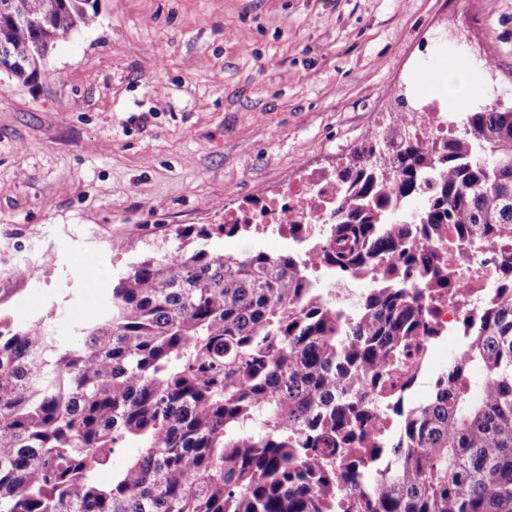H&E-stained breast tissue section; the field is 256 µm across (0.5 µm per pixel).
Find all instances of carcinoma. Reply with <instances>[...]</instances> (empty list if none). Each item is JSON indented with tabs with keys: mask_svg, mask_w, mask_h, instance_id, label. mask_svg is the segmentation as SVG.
Instances as JSON below:
<instances>
[{
	"mask_svg": "<svg viewBox=\"0 0 512 512\" xmlns=\"http://www.w3.org/2000/svg\"><path fill=\"white\" fill-rule=\"evenodd\" d=\"M96 2L0 0V61L37 78ZM394 162L400 197L437 179L410 229L356 150L336 171L345 215L307 261L211 244L257 226H190L125 241L135 260L68 341L44 317H0V512H512V260L429 399L388 412L377 395L430 333L424 284L450 286L441 245L512 256V108L476 107L448 145L407 140ZM382 256L388 280L353 311L307 269L357 279ZM130 442L138 456L113 468Z\"/></svg>",
	"mask_w": 512,
	"mask_h": 512,
	"instance_id": "carcinoma-1",
	"label": "carcinoma"
}]
</instances>
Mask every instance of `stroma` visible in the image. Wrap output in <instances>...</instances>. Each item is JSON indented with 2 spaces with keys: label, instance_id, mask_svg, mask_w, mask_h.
Returning a JSON list of instances; mask_svg holds the SVG:
<instances>
[{
  "label": "stroma",
  "instance_id": "obj_1",
  "mask_svg": "<svg viewBox=\"0 0 512 512\" xmlns=\"http://www.w3.org/2000/svg\"><path fill=\"white\" fill-rule=\"evenodd\" d=\"M512 107V0H98L36 80L0 85V313L103 310L113 244L220 224L379 139L461 59ZM232 255L288 252L252 231Z\"/></svg>",
  "mask_w": 512,
  "mask_h": 512
}]
</instances>
